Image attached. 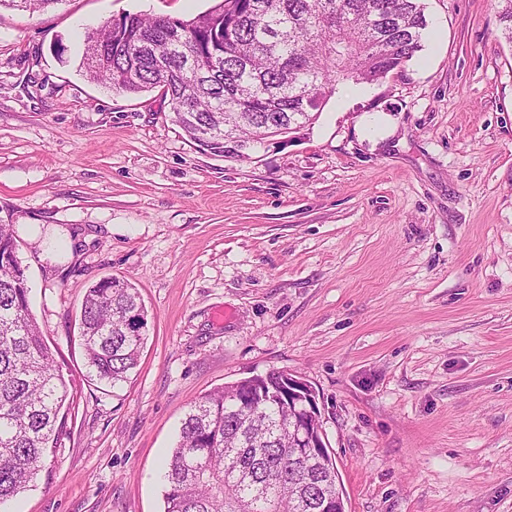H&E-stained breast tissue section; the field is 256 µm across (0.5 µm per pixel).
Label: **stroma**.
I'll return each instance as SVG.
<instances>
[{"mask_svg": "<svg viewBox=\"0 0 512 512\" xmlns=\"http://www.w3.org/2000/svg\"><path fill=\"white\" fill-rule=\"evenodd\" d=\"M425 3L402 69L240 159L79 69L103 21L214 0L0 7V219L38 228L16 235L29 307L76 393L8 512H164L190 404L272 370L315 387L347 512H512V45L495 0ZM112 276L149 327L117 387L79 340Z\"/></svg>", "mask_w": 512, "mask_h": 512, "instance_id": "1", "label": "stroma"}]
</instances>
